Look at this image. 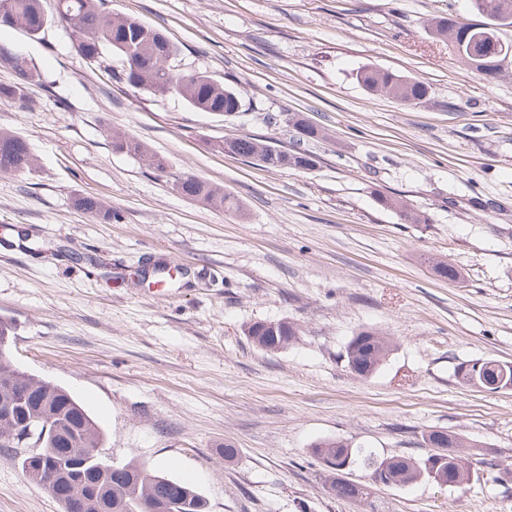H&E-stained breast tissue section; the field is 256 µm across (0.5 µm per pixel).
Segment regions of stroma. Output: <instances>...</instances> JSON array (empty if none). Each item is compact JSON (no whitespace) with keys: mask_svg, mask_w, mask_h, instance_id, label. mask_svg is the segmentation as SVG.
Returning <instances> with one entry per match:
<instances>
[{"mask_svg":"<svg viewBox=\"0 0 512 512\" xmlns=\"http://www.w3.org/2000/svg\"><path fill=\"white\" fill-rule=\"evenodd\" d=\"M160 28L180 73L236 87L241 112L193 110L175 94L119 83L76 50L61 24L0 45L39 72L24 102H0V127L34 167L0 174V317L23 371L72 392L113 462L193 486L208 512H512V389L461 384L460 363H512V58L487 80L429 18H470L469 0H108ZM371 64L430 87L418 105L364 92ZM301 113L324 131L311 171L269 170L217 153L228 134L290 146ZM168 160L159 174L115 151L106 125ZM193 175L243 214L174 189ZM402 196L426 224H403L375 191ZM108 201L112 223L75 209ZM444 257L458 277L431 268ZM288 319L287 349L244 329ZM390 336L361 379L343 358L363 329ZM476 444L465 489L423 479L336 499L312 455L344 440L377 456H425L424 432ZM238 450L233 462L224 444ZM0 512H61L0 447Z\"/></svg>","mask_w":512,"mask_h":512,"instance_id":"obj_1","label":"stroma"}]
</instances>
